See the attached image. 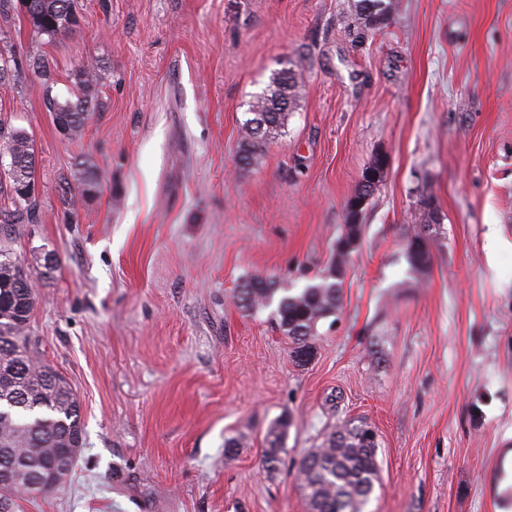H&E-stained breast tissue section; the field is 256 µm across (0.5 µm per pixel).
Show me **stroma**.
Masks as SVG:
<instances>
[{
	"mask_svg": "<svg viewBox=\"0 0 512 512\" xmlns=\"http://www.w3.org/2000/svg\"><path fill=\"white\" fill-rule=\"evenodd\" d=\"M349 2L76 0L73 32L52 42L0 17V53L21 59L0 118L38 160L34 219L0 248L34 270L28 334L84 424L64 488L17 512H307L299 462L351 418L378 434L368 512L512 504V0H396L362 39ZM91 60L97 107L67 140L46 101L74 98ZM289 62L288 126L241 167L249 104ZM381 151L390 170L341 309L298 365L270 310H243L236 289L326 274ZM86 160L100 183L83 198ZM425 191L440 228L418 272L407 247ZM284 414L270 471L264 436ZM290 427V419L282 416L275 420L265 434L263 461L268 469H275L285 451V439Z\"/></svg>",
	"mask_w": 512,
	"mask_h": 512,
	"instance_id": "stroma-1",
	"label": "stroma"
}]
</instances>
